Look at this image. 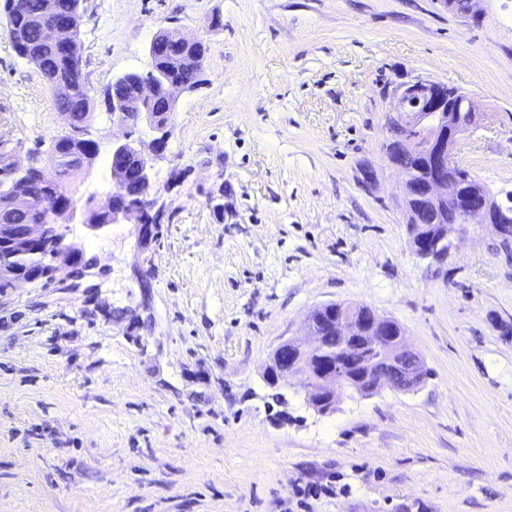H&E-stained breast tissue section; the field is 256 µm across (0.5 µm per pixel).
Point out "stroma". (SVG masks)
Here are the masks:
<instances>
[{"mask_svg": "<svg viewBox=\"0 0 512 512\" xmlns=\"http://www.w3.org/2000/svg\"><path fill=\"white\" fill-rule=\"evenodd\" d=\"M480 8L86 0L100 154L65 241L94 286L0 298V512H512V241L475 219L446 260L418 258L381 150L391 91L428 78L479 115L458 163L512 191V0ZM162 28L206 47L154 163L170 220L91 229L125 132L103 93L150 69ZM62 125L0 28V134L24 161ZM343 301L397 320L427 377L321 415L294 376L274 402L275 349Z\"/></svg>", "mask_w": 512, "mask_h": 512, "instance_id": "35a3bbf8", "label": "stroma"}]
</instances>
